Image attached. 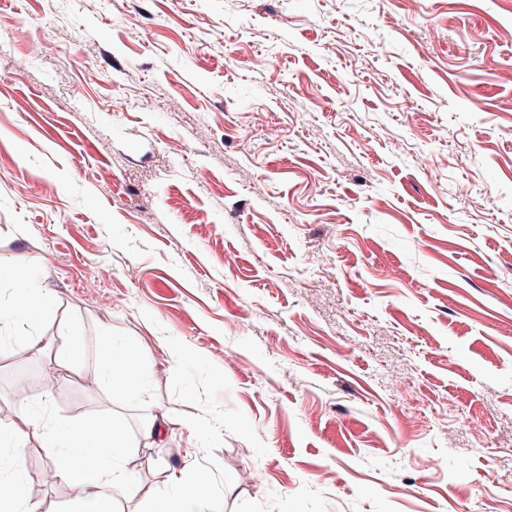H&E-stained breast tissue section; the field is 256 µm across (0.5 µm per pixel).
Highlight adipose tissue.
I'll use <instances>...</instances> for the list:
<instances>
[{
  "mask_svg": "<svg viewBox=\"0 0 512 512\" xmlns=\"http://www.w3.org/2000/svg\"><path fill=\"white\" fill-rule=\"evenodd\" d=\"M106 356L99 365L98 379L108 381L112 392L123 394L138 383L140 349L116 346L105 337ZM86 432L79 423L53 426L44 436L56 478L72 491V512H113L114 498L127 494L133 484V465L125 452L119 428H110L101 439L96 462H89L79 442ZM26 425H0V445L10 447L6 472H0V505L6 512H41L37 502L24 493L27 476L23 464ZM175 493L159 512H211L213 504L202 490L199 476L186 472L172 476Z\"/></svg>",
  "mask_w": 512,
  "mask_h": 512,
  "instance_id": "1",
  "label": "adipose tissue"
}]
</instances>
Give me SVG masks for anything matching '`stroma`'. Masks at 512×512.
I'll use <instances>...</instances> for the list:
<instances>
[{
	"label": "stroma",
	"instance_id": "obj_1",
	"mask_svg": "<svg viewBox=\"0 0 512 512\" xmlns=\"http://www.w3.org/2000/svg\"><path fill=\"white\" fill-rule=\"evenodd\" d=\"M507 70L512 0H0V302L53 301L45 352L0 326V423L39 419L43 512L42 426L115 420L129 512L184 468L216 512H512ZM104 342L106 356L96 377L109 382L112 394L127 393L139 382L141 350L129 345L116 347L112 336H105Z\"/></svg>",
	"mask_w": 512,
	"mask_h": 512
}]
</instances>
